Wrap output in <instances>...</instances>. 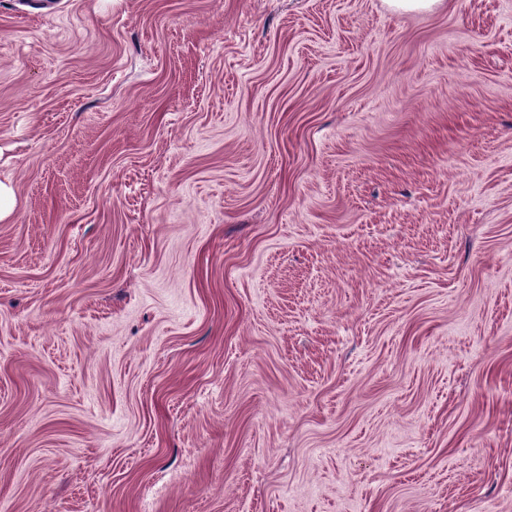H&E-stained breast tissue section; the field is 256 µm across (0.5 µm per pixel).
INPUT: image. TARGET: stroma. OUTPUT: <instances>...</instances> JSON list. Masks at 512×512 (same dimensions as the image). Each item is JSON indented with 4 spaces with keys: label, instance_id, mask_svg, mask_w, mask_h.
<instances>
[{
    "label": "stroma",
    "instance_id": "stroma-1",
    "mask_svg": "<svg viewBox=\"0 0 512 512\" xmlns=\"http://www.w3.org/2000/svg\"><path fill=\"white\" fill-rule=\"evenodd\" d=\"M0 512H512V0H0ZM445 1L446 0H383L387 7L395 12H432L442 7Z\"/></svg>",
    "mask_w": 512,
    "mask_h": 512
}]
</instances>
